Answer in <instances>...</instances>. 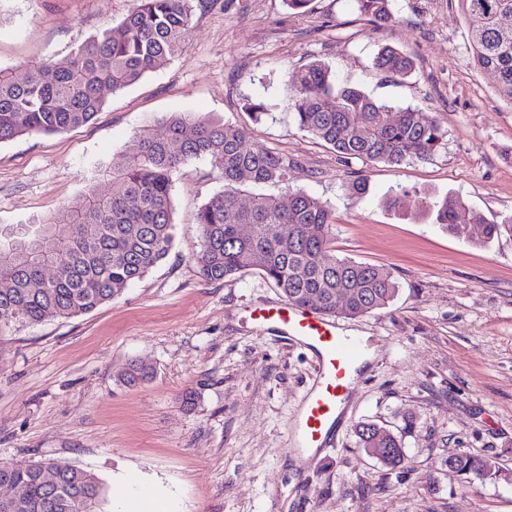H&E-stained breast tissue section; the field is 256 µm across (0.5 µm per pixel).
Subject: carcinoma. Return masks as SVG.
Segmentation results:
<instances>
[{
	"mask_svg": "<svg viewBox=\"0 0 512 512\" xmlns=\"http://www.w3.org/2000/svg\"><path fill=\"white\" fill-rule=\"evenodd\" d=\"M193 0H134L115 27L80 45L63 63L32 61L22 68L0 67V143L23 135L63 134L91 122L101 110V90L125 89L185 51L193 18ZM361 14L378 25L393 20L392 0H355ZM471 26L475 67L494 75L500 98L512 106V0H457ZM374 67L389 78H406L413 62L383 47ZM286 92L298 127L331 146L345 160L399 166L425 159L441 144L445 131L416 107L380 101L354 84H339L331 68L312 62L291 73ZM164 139L139 134L130 141L120 168L104 170L109 192L91 185L68 201L69 224L45 220L32 232L0 238V337L17 322L38 325L98 310L142 279L168 255L174 240L172 187L180 168L207 159L224 178V190L197 211L200 250L193 260L209 281L257 269L291 304L327 316L361 317L386 307L397 285L383 268L338 258L333 245L336 214L320 199L296 192L285 203L257 194L247 205L238 202L245 183L282 182L288 162L249 142L246 132L208 116L177 113L166 120ZM426 215L448 233L463 236L471 224L483 225V243L512 237V219L488 222L465 201L448 194L418 202ZM84 229L76 236L72 225ZM251 226L246 238L238 227ZM279 225L295 234L285 243L271 237ZM59 269L44 288H31L43 261ZM347 303L336 309V292ZM153 369L136 361L121 373L134 386L148 380ZM358 447L390 448L379 461L391 470L402 465V442L389 430L370 422L355 426ZM460 475L488 476L492 465L466 453L444 460ZM47 460L0 462V483L22 485L25 506L20 512H86L87 499L99 505L104 488L95 474L68 467L56 482L41 477Z\"/></svg>",
	"mask_w": 512,
	"mask_h": 512,
	"instance_id": "obj_1",
	"label": "carcinoma"
}]
</instances>
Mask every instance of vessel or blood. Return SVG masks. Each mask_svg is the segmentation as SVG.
I'll list each match as a JSON object with an SVG mask.
<instances>
[{
  "instance_id": "vessel-or-blood-1",
  "label": "vessel or blood",
  "mask_w": 512,
  "mask_h": 512,
  "mask_svg": "<svg viewBox=\"0 0 512 512\" xmlns=\"http://www.w3.org/2000/svg\"><path fill=\"white\" fill-rule=\"evenodd\" d=\"M255 320L274 324L286 335L304 342L315 353L314 389L307 398L294 430L302 451L326 447L329 424L348 396L354 381L352 369L365 347L337 317L284 303L253 309Z\"/></svg>"
}]
</instances>
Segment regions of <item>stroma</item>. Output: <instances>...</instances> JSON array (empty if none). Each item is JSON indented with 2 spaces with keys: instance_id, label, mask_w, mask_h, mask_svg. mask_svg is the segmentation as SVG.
<instances>
[{
  "instance_id": "obj_1",
  "label": "stroma",
  "mask_w": 512,
  "mask_h": 512,
  "mask_svg": "<svg viewBox=\"0 0 512 512\" xmlns=\"http://www.w3.org/2000/svg\"><path fill=\"white\" fill-rule=\"evenodd\" d=\"M133 0H0V66L60 62L119 24ZM378 27L355 0H193L185 52L121 91L88 125L0 144V229L44 219L100 171L120 166L140 133L191 112L242 127L250 142L290 163L286 181L245 185L287 198L302 191L336 214L335 254L386 269L398 292L385 308L349 320L376 355L315 454L296 449L293 422L315 359L272 325L250 318L283 297L258 271L204 280L195 216L224 178L189 162L173 184L174 241L166 259L92 314L16 325L0 337V462L47 459L94 473L112 512L114 482L130 477L173 495L178 512H512V237L482 244V229L448 234L415 197L455 194L488 221L512 218V106L477 70L467 22L453 0H393ZM394 47L410 76L379 73ZM313 61L376 99L414 106L445 136L427 159L398 167L340 158L299 129L285 83ZM261 100L254 119L243 105ZM368 181L365 194L349 190ZM411 199L386 201L398 190ZM152 378L130 386L127 364ZM193 392L195 404L182 397ZM374 422L401 438L396 470L366 456L354 427ZM488 459L490 475L448 471L446 457Z\"/></svg>"
}]
</instances>
